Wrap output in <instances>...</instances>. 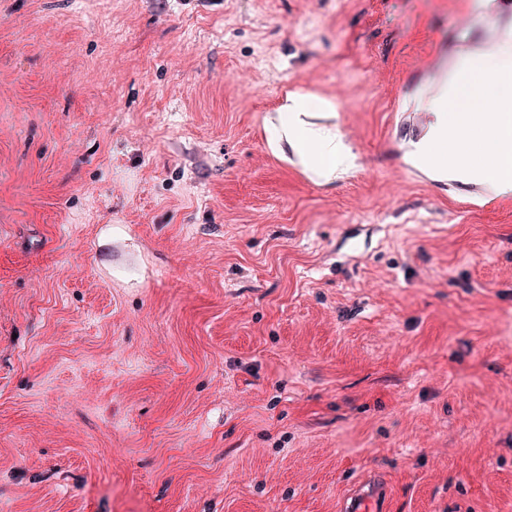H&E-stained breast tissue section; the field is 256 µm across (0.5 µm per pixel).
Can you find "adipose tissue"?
<instances>
[{
	"instance_id": "1",
	"label": "adipose tissue",
	"mask_w": 512,
	"mask_h": 512,
	"mask_svg": "<svg viewBox=\"0 0 512 512\" xmlns=\"http://www.w3.org/2000/svg\"><path fill=\"white\" fill-rule=\"evenodd\" d=\"M330 103L309 93L287 94L266 126L268 143L280 156L294 155L299 164L321 183L334 182L339 169H351L356 157L335 130L317 125L316 112Z\"/></svg>"
}]
</instances>
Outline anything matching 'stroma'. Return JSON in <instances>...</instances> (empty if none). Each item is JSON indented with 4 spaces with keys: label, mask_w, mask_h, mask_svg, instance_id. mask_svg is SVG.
<instances>
[{
    "label": "stroma",
    "mask_w": 512,
    "mask_h": 512,
    "mask_svg": "<svg viewBox=\"0 0 512 512\" xmlns=\"http://www.w3.org/2000/svg\"><path fill=\"white\" fill-rule=\"evenodd\" d=\"M512 0H0V512H512V196L412 167ZM331 100L356 168L269 148ZM112 239L101 244L104 231ZM330 107L329 101L312 94L289 93L266 126L273 152L288 159L290 151L323 184L334 182L340 168L348 170L356 166V156L344 138L336 134V129L310 121L315 112ZM382 488L375 481H363L355 485L343 503L342 512H371L377 510Z\"/></svg>",
    "instance_id": "stroma-1"
}]
</instances>
